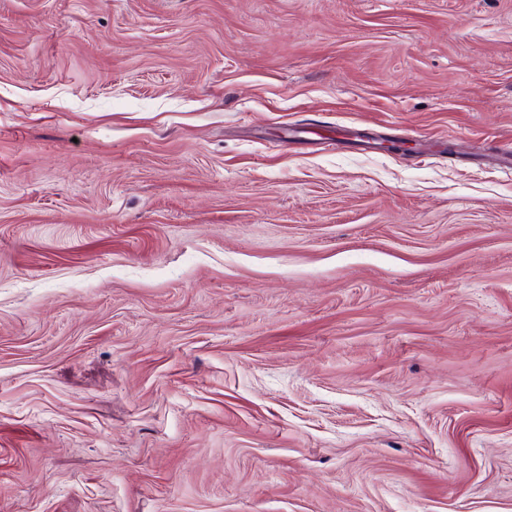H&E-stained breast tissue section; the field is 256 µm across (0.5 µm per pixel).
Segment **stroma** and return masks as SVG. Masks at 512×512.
Listing matches in <instances>:
<instances>
[{
    "mask_svg": "<svg viewBox=\"0 0 512 512\" xmlns=\"http://www.w3.org/2000/svg\"><path fill=\"white\" fill-rule=\"evenodd\" d=\"M512 0H0V512H512Z\"/></svg>",
    "mask_w": 512,
    "mask_h": 512,
    "instance_id": "stroma-1",
    "label": "stroma"
}]
</instances>
